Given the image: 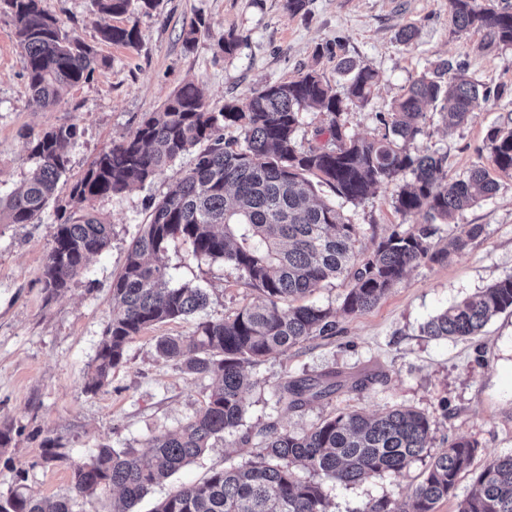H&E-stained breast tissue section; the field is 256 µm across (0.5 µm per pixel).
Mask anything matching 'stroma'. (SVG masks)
<instances>
[{"label": "stroma", "mask_w": 512, "mask_h": 512, "mask_svg": "<svg viewBox=\"0 0 512 512\" xmlns=\"http://www.w3.org/2000/svg\"><path fill=\"white\" fill-rule=\"evenodd\" d=\"M67 29L106 57L92 80L69 90L50 112L32 111L13 19L0 0V196L23 181L34 166L31 141L45 131L74 123L81 136L69 152V164L57 187L68 196L74 180L113 143L123 140L144 113L157 110L185 82L195 81L211 109L225 101L244 100L264 86L296 79L316 69L337 91L348 77L342 60L368 67L379 83L365 107L346 104L343 120L350 135L377 136L378 114L390 112L395 99L423 75L443 63L465 62L474 82L501 95L482 102L467 123L449 128L434 105H425L426 120L413 150L446 155L448 176L468 177L476 163L486 162L490 127L512 123V48L498 45L489 30L456 32L449 0H307L304 10L289 12L284 0H159L149 13L137 15L138 47L100 42V26L128 25L93 12L90 0H43ZM204 20L207 33L186 45L183 33ZM414 27L411 44L400 43L405 27ZM240 37L233 55L218 52L219 38ZM498 189L489 199L442 224L434 237L445 245L462 224L484 231L446 262L423 263L407 272L369 312L341 313L348 280L325 283L310 303L336 310V334L316 337L287 353L265 358L252 369L255 381L246 394L243 424L233 434L212 440L210 448L138 504L152 508L176 487L197 484L213 471L237 465L259 450L258 429L274 423L299 432L331 413L362 410L377 413L395 405L410 406L434 422L433 451L452 437L477 440L476 465L512 452V311L499 314L471 340L433 339L422 332L431 317L462 298L512 276V173L491 170ZM171 176L121 197L98 200L95 210L112 226L109 247L93 257L87 273L67 290L49 296L42 272L52 246L57 218L46 206L34 224H0V424L10 425L12 441L0 449V493L26 470L38 496L66 499L72 512H111L112 495L74 496L70 464L50 469L35 466L45 439L68 448L81 462L99 446L144 449L159 433L172 431L204 407L210 377L189 373L178 360L159 356L160 338L193 334L196 318L177 319L143 331L128 346L124 363L95 394L85 389L98 344L111 321L109 292L122 269L127 248L136 237L150 205L168 192ZM396 184L381 186L359 204L339 203L329 189L321 197L342 204L362 234L358 249L370 251L392 230L424 223L423 215L406 216L393 204ZM183 241L172 242L162 260L174 284L207 288L204 318L220 320L251 303L256 294L233 267L196 260ZM341 371L354 381L365 372L382 379L366 390L342 389L330 401L301 410L278 405L275 389L285 378ZM424 466L416 462L398 474L353 485L324 483L330 512H357L365 502L388 497L404 501L421 481Z\"/></svg>", "instance_id": "1"}]
</instances>
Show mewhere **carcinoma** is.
<instances>
[{
  "instance_id": "carcinoma-1",
  "label": "carcinoma",
  "mask_w": 512,
  "mask_h": 512,
  "mask_svg": "<svg viewBox=\"0 0 512 512\" xmlns=\"http://www.w3.org/2000/svg\"><path fill=\"white\" fill-rule=\"evenodd\" d=\"M13 16L15 34L25 60L31 105L48 112L64 91L92 79L98 61L95 48L69 33L41 6V0H4ZM157 0H92L108 16L148 12ZM453 21L461 31L489 30L498 44L512 47V7L499 0H449ZM100 40L135 48L136 24L106 25ZM456 73L443 82L423 77L414 81L379 116L384 133L372 140L346 132L345 100L368 104L376 73L360 67L349 81L348 98L311 69L297 79L266 85L245 101H227L214 111L193 82L185 83L154 112H148L123 141L98 155L72 184L68 198L56 196L66 172L69 151L79 138L76 124L46 131L31 142L32 176L7 197H0V224H32L49 201L55 202L57 224L43 269L49 294L63 291L82 275L90 260L109 245L112 225L94 210L101 198L121 196L153 182L185 154L194 163L177 171L169 191L153 204L129 245L126 262L112 280V320L100 341L86 391L97 393L112 369L123 363L126 346L142 331L159 323L203 310L206 289L172 285L159 262L171 242L191 246L196 259L234 267L244 284L257 293L254 302L222 320L197 324L188 340L164 338L157 350L164 359L183 361L193 374L215 379L206 405L174 431L150 438L148 452L117 450L103 445L85 461L70 464L75 495L93 497L114 490L112 512H134L149 490L201 456L211 440L243 425L244 393L253 385L248 368L275 352H286L314 336L336 333L330 308L301 303L324 282L339 275L350 279L342 309L361 315L422 262L443 263L448 250L432 238L434 223L455 216L492 195L497 183L482 165L465 179L448 180L443 154H413L408 145L422 132L426 102L441 103L448 124L468 121L491 90L468 78L466 65H447ZM307 107L323 112L327 122L317 131L322 145L297 141L301 114ZM235 126L241 137L224 140V128ZM490 164L512 172V128L487 133ZM409 174L397 185L395 207L405 215L425 213L428 223L405 232L392 231L369 253L359 254V225L334 206L314 200L309 177L330 187L337 197L359 203L382 184ZM483 232L480 224H463L453 248L465 249ZM512 310V276L465 297L423 326L436 339H471L495 316ZM344 387L336 372L321 378H287L277 389L288 410L331 399ZM258 433L263 444L252 459L215 471L201 484L182 486L152 512H329L323 490L328 479L352 485L386 474H398L424 463L423 479L407 501L372 499L356 512H435L451 494L461 475H474L476 489L461 499L457 512H512V453L473 469L479 442L463 437L431 453L433 422L411 407H394L377 415L340 411L302 433L274 424ZM69 461L55 439L43 443L39 465ZM313 475L304 479L297 471ZM20 476L18 484L0 493V512H71L67 500L47 503Z\"/></svg>"
}]
</instances>
